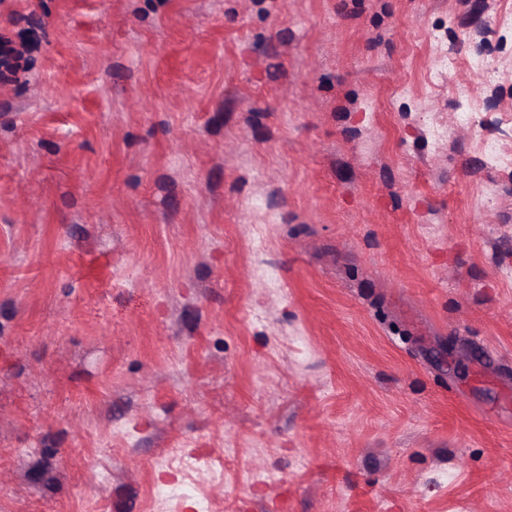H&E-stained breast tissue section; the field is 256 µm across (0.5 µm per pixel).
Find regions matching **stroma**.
<instances>
[{
    "instance_id": "stroma-1",
    "label": "stroma",
    "mask_w": 512,
    "mask_h": 512,
    "mask_svg": "<svg viewBox=\"0 0 512 512\" xmlns=\"http://www.w3.org/2000/svg\"><path fill=\"white\" fill-rule=\"evenodd\" d=\"M29 28L0 512H512V0H0Z\"/></svg>"
}]
</instances>
